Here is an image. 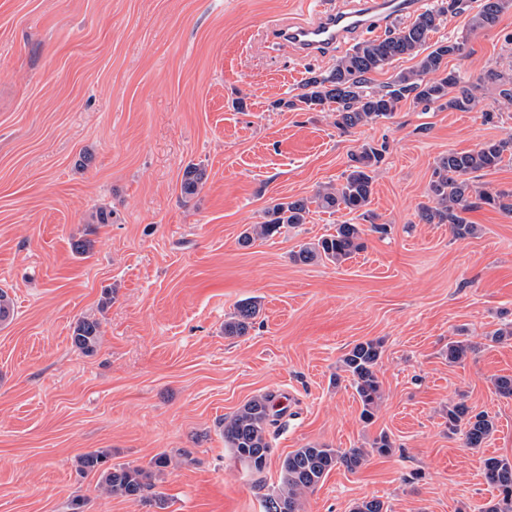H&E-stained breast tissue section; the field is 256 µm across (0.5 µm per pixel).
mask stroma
<instances>
[{
    "mask_svg": "<svg viewBox=\"0 0 512 512\" xmlns=\"http://www.w3.org/2000/svg\"><path fill=\"white\" fill-rule=\"evenodd\" d=\"M317 0H0V512H265L280 465L309 445L346 451L387 435L393 451L333 468L300 512H480L495 496L482 458L512 459V216L468 212L474 237L427 224L437 159L512 137V9L490 28L447 16L432 40L466 37L448 69L473 86L465 112L404 100L390 118L342 131L331 110L277 102L307 71L346 55L299 58L273 26ZM385 145L370 208L385 235L342 265L293 262L344 211L240 244L273 204L339 183L352 153ZM205 178L181 194L187 165ZM105 208L108 224L91 215ZM78 242L89 244L86 254ZM260 312L245 335L224 322L241 301ZM101 336L84 352L80 320ZM379 339L381 400L360 417L341 368ZM471 350L449 362V342ZM263 392L286 396L262 474L235 462L220 425ZM488 412L483 448L449 434L448 406ZM154 471L148 498H115L81 455ZM100 338V324L97 321H78L73 330L72 343L85 351H93Z\"/></svg>",
    "mask_w": 512,
    "mask_h": 512,
    "instance_id": "35a3bbf8",
    "label": "stroma"
}]
</instances>
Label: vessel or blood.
I'll list each match as a JSON object with an SVG mask.
<instances>
[{
    "instance_id": "1",
    "label": "vessel or blood",
    "mask_w": 512,
    "mask_h": 512,
    "mask_svg": "<svg viewBox=\"0 0 512 512\" xmlns=\"http://www.w3.org/2000/svg\"><path fill=\"white\" fill-rule=\"evenodd\" d=\"M416 6V0H361L351 11L323 7L309 19L280 25L274 35L301 57L310 58L329 52L349 35L378 31Z\"/></svg>"
}]
</instances>
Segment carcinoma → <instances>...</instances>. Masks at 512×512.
<instances>
[{
    "instance_id": "1",
    "label": "carcinoma",
    "mask_w": 512,
    "mask_h": 512,
    "mask_svg": "<svg viewBox=\"0 0 512 512\" xmlns=\"http://www.w3.org/2000/svg\"><path fill=\"white\" fill-rule=\"evenodd\" d=\"M512 8V0H482L479 11L472 18V28L495 25L500 15ZM448 15L446 0L420 13L412 22L390 31L383 37L366 40L342 57L326 74L309 72L302 92L279 105L289 110H315L335 107L336 127L348 130L359 125L388 118L398 103L412 99L417 103L435 104L450 109H470L472 89L460 86L454 71L443 69L450 56L464 53L467 39L440 40L428 44L430 33L436 31ZM425 52L414 70L403 72L381 91L368 90V75L384 70L404 55ZM384 149L365 146L353 155L351 164L343 173V182L337 187L320 191L309 200L297 198L278 202L268 211V220L244 232L241 245L249 246L258 238L267 239L281 233L282 228L306 223L310 204L326 211L346 210L357 213L366 221L367 207L373 194V170L382 160ZM512 158V138L488 141L481 147L455 152L440 157L432 173L430 193L435 201L424 206L420 219L427 224H448L458 239L477 233V225L469 222L464 213L488 206L504 213H512V190L482 192L473 195L471 175L498 167L505 157ZM204 172L196 165L184 169L181 193L194 196L202 183ZM366 229L361 224L345 222L336 225V231L306 244L293 254V261L307 264L327 260L342 264L365 248ZM260 309L258 301L248 299L238 305L237 312L224 322V335L242 336L247 333ZM100 338L97 321L81 320L73 330L72 343L89 352ZM382 356V345L370 339L355 344L342 359V367L352 377L353 387L361 403L360 417L368 422L380 399V382L376 366ZM283 414L281 396L267 392L243 404L237 412L222 423L224 445L231 449L234 459L255 473L267 466L271 446L267 435ZM464 427L465 442L470 448H480L495 430L494 418L486 412L474 413L464 402L448 407V431L454 433ZM392 452V444L385 435L375 439L372 448H351L340 452L334 448L309 445L290 452L281 462L279 492L266 500V512H298L302 491L314 489L338 464L353 471L371 454L385 456ZM105 452L87 453L80 457V470L99 476L109 494L120 497H145L152 489L148 470L129 465L107 464ZM486 481L497 491L494 500L481 512H512V462L498 457L483 461Z\"/></svg>"
}]
</instances>
